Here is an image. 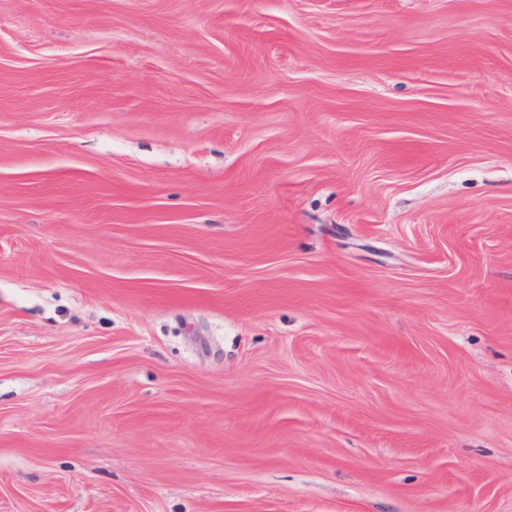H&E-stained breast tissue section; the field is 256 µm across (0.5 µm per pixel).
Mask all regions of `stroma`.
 Masks as SVG:
<instances>
[{
  "label": "stroma",
  "instance_id": "obj_1",
  "mask_svg": "<svg viewBox=\"0 0 512 512\" xmlns=\"http://www.w3.org/2000/svg\"><path fill=\"white\" fill-rule=\"evenodd\" d=\"M0 512H512V0H0Z\"/></svg>",
  "mask_w": 512,
  "mask_h": 512
}]
</instances>
